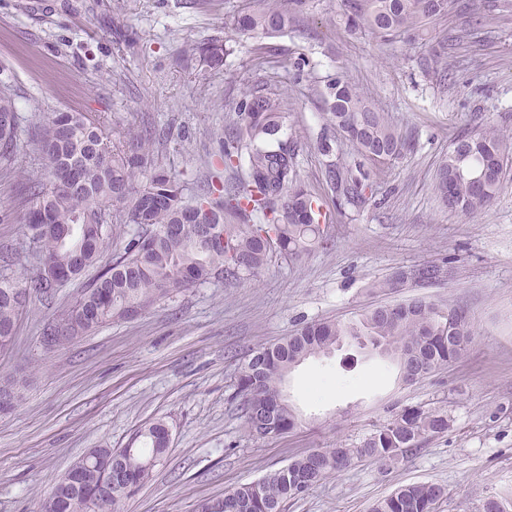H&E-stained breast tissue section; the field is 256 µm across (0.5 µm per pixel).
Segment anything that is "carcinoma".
Instances as JSON below:
<instances>
[{
  "instance_id": "1",
  "label": "carcinoma",
  "mask_w": 512,
  "mask_h": 512,
  "mask_svg": "<svg viewBox=\"0 0 512 512\" xmlns=\"http://www.w3.org/2000/svg\"><path fill=\"white\" fill-rule=\"evenodd\" d=\"M454 0H343L349 30L367 29L389 40L418 35L448 14ZM307 0H253V5L225 19L243 34L270 37L288 28ZM208 65L223 61L224 45L209 42L189 48ZM330 121L357 155L374 166L389 164L410 149L385 113L372 106L368 94L336 76L326 86ZM286 111L284 102L249 89L236 106L235 132L224 142V168L232 169L246 151L248 176L226 181L211 201L190 203L188 188L173 174L152 164V135L128 130L125 145L112 143L105 122L81 113L53 112L34 132L41 175L20 161L17 141L21 117L7 86L0 87V176L15 177L27 204L24 221L35 247L37 263L59 285L99 266L81 296L64 307L47 327L73 330L83 336L114 318L150 311L171 293L212 279L247 281L258 277L273 252L293 260L323 241L317 201L298 178L295 149L277 138ZM512 151V135L494 127L453 140L439 166L434 192L451 212L472 215L489 204L501 189L503 162ZM361 163H341L329 170L336 193L362 206L367 201ZM180 226L169 235L165 229ZM157 238L144 242V232ZM0 274V345L12 342L27 294H44L53 284L37 276L21 287ZM415 279L400 271L374 281L370 289L394 294L405 288L435 283L444 267L414 266ZM474 335L467 313L444 310L414 295L395 306H377L348 322H315L295 334L256 348L238 369L236 389L241 418L255 438L282 436L299 420L284 394L283 384L296 366L330 352L342 340L371 336L397 352L407 350L420 375L432 374L460 358ZM448 430V411L411 407L393 415L358 442L317 448L265 475L199 501L194 512H283L328 474L355 461L397 462ZM162 420L142 428L141 446L103 448L124 473L129 492L145 484L166 456ZM70 472L81 488L60 480L44 512H83L81 490L98 481L97 472L79 459ZM447 496L437 483L401 485L379 500L371 512H436Z\"/></svg>"
}]
</instances>
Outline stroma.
Here are the masks:
<instances>
[{
	"label": "stroma",
	"instance_id": "1",
	"mask_svg": "<svg viewBox=\"0 0 512 512\" xmlns=\"http://www.w3.org/2000/svg\"><path fill=\"white\" fill-rule=\"evenodd\" d=\"M425 35L388 42L348 32L342 0H308L287 29L242 37L224 25L243 0H0V82L22 124L53 112L102 117L113 143L122 128L160 134L155 164L192 195L244 177L220 158L224 131L246 87L287 98L281 140L296 147L301 181L326 216L327 243L299 260L273 257L254 281L222 279L173 292L144 316L44 348V326L75 301L76 280L31 295L0 381H24L0 411V512H43L58 479L89 449L136 447L165 420L171 446L123 512H193L203 498L258 479L317 448L349 444L407 406L444 407L447 432L392 464L362 461L329 474L286 512H369L408 483L444 485L437 512H482L512 502V162L496 200L472 215L448 212L433 184L455 137L488 127L512 134V0H455ZM216 39L222 65L188 45ZM343 73L412 144L392 164L367 166L368 202L337 198L323 154L335 137L326 84ZM12 178L0 177V253L18 280L38 265ZM451 263L452 278L422 289L441 308H462L475 334L466 353L410 387L395 364L345 342L303 362L285 393L300 424L258 440L239 417L234 378L254 348L306 323L347 321L402 295L370 282L399 267Z\"/></svg>",
	"mask_w": 512,
	"mask_h": 512
}]
</instances>
